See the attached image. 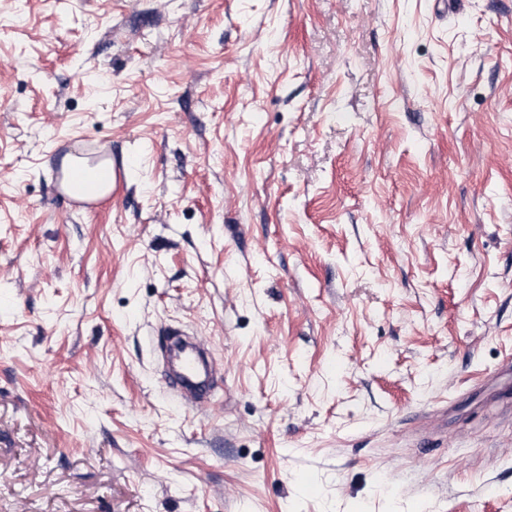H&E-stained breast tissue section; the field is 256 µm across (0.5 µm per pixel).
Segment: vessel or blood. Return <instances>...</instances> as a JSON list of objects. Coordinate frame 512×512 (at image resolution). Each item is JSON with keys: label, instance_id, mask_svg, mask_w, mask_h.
Returning a JSON list of instances; mask_svg holds the SVG:
<instances>
[{"label": "vessel or blood", "instance_id": "obj_1", "mask_svg": "<svg viewBox=\"0 0 512 512\" xmlns=\"http://www.w3.org/2000/svg\"><path fill=\"white\" fill-rule=\"evenodd\" d=\"M101 169L95 167H66L58 169L55 177L56 193L70 192L75 177L83 176L93 179L101 176ZM166 335L175 342L171 352L179 358L175 369L166 371L165 383L169 391L180 403L188 408L202 409L213 396L222 372L216 363L202 365L201 351L191 338L190 332L182 327H169Z\"/></svg>", "mask_w": 512, "mask_h": 512}]
</instances>
